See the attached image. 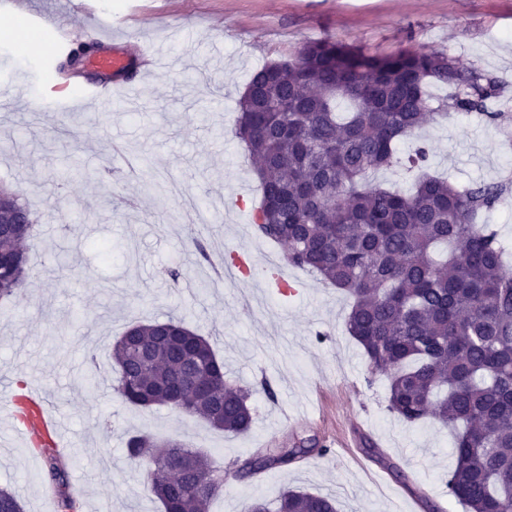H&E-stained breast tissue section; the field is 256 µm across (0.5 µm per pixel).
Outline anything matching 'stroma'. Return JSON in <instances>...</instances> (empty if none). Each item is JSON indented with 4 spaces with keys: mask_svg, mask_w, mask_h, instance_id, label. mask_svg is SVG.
Listing matches in <instances>:
<instances>
[{
    "mask_svg": "<svg viewBox=\"0 0 512 512\" xmlns=\"http://www.w3.org/2000/svg\"><path fill=\"white\" fill-rule=\"evenodd\" d=\"M27 2L0 14V184L20 194L38 227L28 284L0 299V392L20 382L42 391L70 447L35 452L0 420V485L25 512H63L65 496L74 512H161L144 468L125 456L130 434L184 441L228 469L312 439L325 455L230 479L211 512L271 505L287 489L331 495L338 512H466L446 487L450 433L389 412L387 379L345 329L347 298L298 268L288 270L295 292L268 279L265 264L283 250L252 230L261 192L234 128L258 67L324 39L370 55L447 53L499 82L488 108L503 111L512 103V0H101L143 39L167 41L168 62L127 104L79 112L65 100L28 109L61 75L53 21L77 36L85 20L74 0ZM504 113L429 123L399 152L426 144L431 173L461 188L505 185L488 221L512 248V110ZM232 251L252 255L250 274H218ZM172 314L210 341L232 384L252 389L248 431L133 408L114 393L115 341L133 323ZM90 352L94 385L80 380ZM265 382L275 399L261 393ZM53 464L65 485L51 481Z\"/></svg>",
    "mask_w": 512,
    "mask_h": 512,
    "instance_id": "1",
    "label": "stroma"
}]
</instances>
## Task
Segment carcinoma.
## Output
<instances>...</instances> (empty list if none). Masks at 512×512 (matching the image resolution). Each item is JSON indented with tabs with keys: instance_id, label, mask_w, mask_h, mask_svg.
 Wrapping results in <instances>:
<instances>
[{
	"instance_id": "cac0c4a2",
	"label": "carcinoma",
	"mask_w": 512,
	"mask_h": 512,
	"mask_svg": "<svg viewBox=\"0 0 512 512\" xmlns=\"http://www.w3.org/2000/svg\"><path fill=\"white\" fill-rule=\"evenodd\" d=\"M448 96L430 107L428 87ZM500 94L498 81L445 53L399 50L374 56L330 40L295 58L264 63L239 100L236 137L255 163L262 201L255 234L284 248L291 267L319 275L351 300L345 329L373 372L389 381L387 408L407 423L432 419L454 432L448 494L469 512H512V269L487 215L505 188H458L423 173L407 192L369 184L407 160L399 142L439 114H475ZM0 297L29 276L31 211L7 187L0 208ZM202 389L187 407L149 392L194 358ZM113 390L134 408L165 406L230 434L249 430L250 390L227 386L224 360L180 318L128 327L113 345ZM127 459L145 467L146 489L163 512H206L224 491V467L180 440L138 433ZM325 448H267L242 463L250 474L287 466ZM0 512H24L0 487ZM276 512H337L327 494L286 490Z\"/></svg>"
}]
</instances>
